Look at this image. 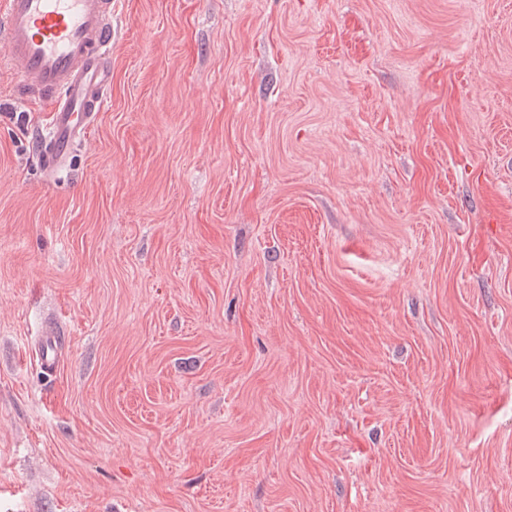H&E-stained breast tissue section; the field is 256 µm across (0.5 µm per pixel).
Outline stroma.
<instances>
[{
	"mask_svg": "<svg viewBox=\"0 0 512 512\" xmlns=\"http://www.w3.org/2000/svg\"><path fill=\"white\" fill-rule=\"evenodd\" d=\"M17 76L0 512H512V0H113L52 177ZM59 337L54 333H48L39 341L40 367L46 376H51L57 371L60 361Z\"/></svg>",
	"mask_w": 512,
	"mask_h": 512,
	"instance_id": "1",
	"label": "stroma"
}]
</instances>
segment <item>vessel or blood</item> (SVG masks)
Wrapping results in <instances>:
<instances>
[{"instance_id":"obj_1","label":"vessel or blood","mask_w":512,"mask_h":512,"mask_svg":"<svg viewBox=\"0 0 512 512\" xmlns=\"http://www.w3.org/2000/svg\"><path fill=\"white\" fill-rule=\"evenodd\" d=\"M112 0H0V70L17 68L13 94L50 107L37 153L62 169L94 124L112 83ZM44 375L59 365V338L39 341Z\"/></svg>"}]
</instances>
